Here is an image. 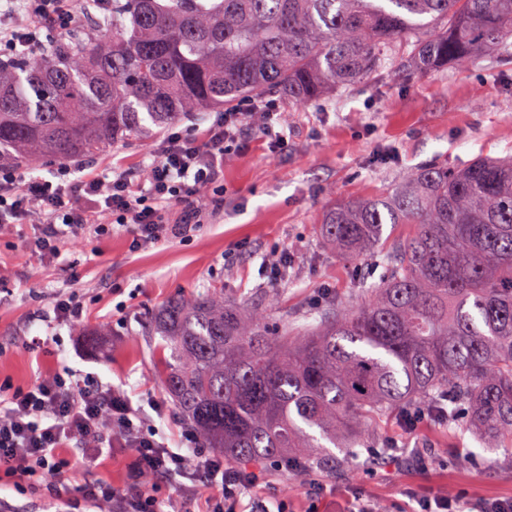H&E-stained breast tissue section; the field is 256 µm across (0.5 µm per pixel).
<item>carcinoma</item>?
<instances>
[{
    "mask_svg": "<svg viewBox=\"0 0 512 512\" xmlns=\"http://www.w3.org/2000/svg\"><path fill=\"white\" fill-rule=\"evenodd\" d=\"M512 0H108L44 50L0 58V167L92 157L194 113L278 95L319 101L384 68L512 58ZM411 233L386 246L385 225ZM318 231L384 274L355 308L271 327L224 289L151 318L163 386L197 436L245 470L336 466L361 425L465 423L512 447V156L406 170L340 201Z\"/></svg>",
    "mask_w": 512,
    "mask_h": 512,
    "instance_id": "obj_1",
    "label": "carcinoma"
}]
</instances>
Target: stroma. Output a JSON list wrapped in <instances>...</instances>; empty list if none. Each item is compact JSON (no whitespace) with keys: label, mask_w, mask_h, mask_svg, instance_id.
<instances>
[{"label":"stroma","mask_w":512,"mask_h":512,"mask_svg":"<svg viewBox=\"0 0 512 512\" xmlns=\"http://www.w3.org/2000/svg\"><path fill=\"white\" fill-rule=\"evenodd\" d=\"M288 148L274 153L254 130L224 158V203L204 224L179 238L132 250L130 232L88 234L54 261L29 252L33 228L15 224L0 232V387H30L53 368L77 378L93 374L123 386L133 403L166 401L158 337L144 333L145 318L181 293L224 291L225 301L264 306L270 318L303 324L329 297L354 306L360 281L379 270L326 248L316 234L324 209L338 200L383 194L403 172L425 164L460 167L477 157L512 154V61L483 58L471 68L451 66L410 76L389 71L296 105L277 102ZM155 139H132L84 159L87 171L133 172L151 160ZM287 255L292 277L281 281L265 267ZM66 293L82 315L54 322L53 299ZM110 326L106 336L96 335ZM46 340L34 349V337ZM363 448L337 450L335 472L308 469L287 475L269 468L251 491L280 498L288 512H341L362 495L378 512H404L407 492L421 497L463 495L466 500L512 499V450L482 447L460 425L398 420L371 432ZM75 465L56 496L26 482L0 484V512H64L85 483L126 487L133 456L112 448L93 463L68 449ZM331 489L313 502L312 482ZM197 496H190L189 487ZM147 493L169 501L174 512H202L203 482L171 476L146 482Z\"/></svg>","instance_id":"1"}]
</instances>
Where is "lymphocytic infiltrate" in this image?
I'll return each mask as SVG.
<instances>
[{
    "label": "lymphocytic infiltrate",
    "instance_id": "obj_1",
    "mask_svg": "<svg viewBox=\"0 0 512 512\" xmlns=\"http://www.w3.org/2000/svg\"><path fill=\"white\" fill-rule=\"evenodd\" d=\"M69 2L22 0L20 22L0 25V51L40 48L49 35L66 33L75 20ZM255 114L260 117L258 133L273 149H285L288 140L277 105L269 101L258 111L248 104L218 113L201 133L169 130L156 145L141 186L130 175L111 169L80 176L74 167L62 164L34 176L2 167L0 225L37 222L28 247L49 259L61 257L68 239L90 232L107 235L117 225L131 227L136 250L177 238L186 226L201 223L205 191H212L214 202L223 201L224 155L240 145L243 123ZM171 209L180 212L179 223L168 221ZM70 443L86 447L91 456L115 446L131 449L136 481L193 469L213 489L205 512H286L284 503L274 499H246L261 474L226 467L222 458L199 446L194 434L169 445L122 387L91 376L75 381L65 370L29 388L0 394V480L17 478L53 490L71 466L62 453ZM102 503L111 504L112 512H163L153 496L103 482L85 486L68 509L84 512Z\"/></svg>",
    "mask_w": 512,
    "mask_h": 512
}]
</instances>
